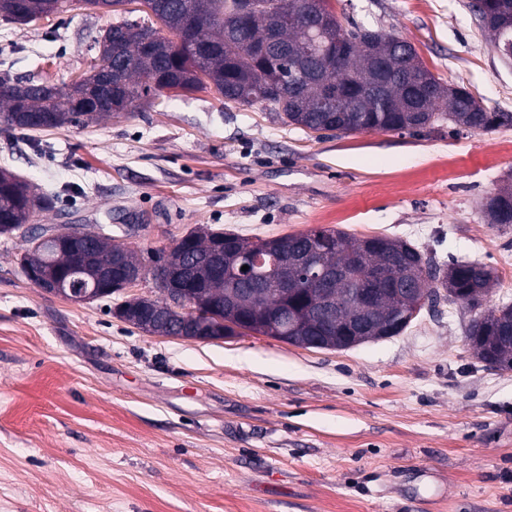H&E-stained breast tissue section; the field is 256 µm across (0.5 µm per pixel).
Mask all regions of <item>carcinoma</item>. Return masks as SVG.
<instances>
[{
    "mask_svg": "<svg viewBox=\"0 0 512 512\" xmlns=\"http://www.w3.org/2000/svg\"><path fill=\"white\" fill-rule=\"evenodd\" d=\"M47 0H0V17L31 23L49 16ZM92 8L105 7L115 14H126L129 0H81ZM236 0H141L142 13L162 21L173 32L182 31L188 41L207 44L212 54L196 57L188 52L175 55L169 42L152 22L124 17L115 21L102 36L104 51L94 66L121 70L122 94L131 106L150 102L151 83L165 80L174 90L213 91L239 104L264 103L284 125L309 131L333 129L337 133L357 131L417 132L449 122L455 130L491 131L512 126V112H489L474 108L470 93L448 96L444 83L419 58L405 39L383 31L369 41L354 44L352 79L347 89V112L322 111L320 75L333 83L345 84L346 77L327 69L321 52L306 60L288 55L276 56L275 64L286 74L299 67L309 73L298 87L283 93L269 85L271 71L249 49L248 44L272 41V46L291 47L300 43H318L316 30L292 26L283 21L286 0H259V8L244 25H225L224 15L232 14ZM470 11L482 18L485 13L499 15V21L483 25L493 37L494 46L504 59L512 58L505 47L512 44V0H470ZM50 83L12 80L9 72L0 75V113L7 123L22 129L46 130L66 124L86 125L109 112H75L65 95L52 94ZM28 185L7 170H0V226L13 230L24 224L26 211L41 210L47 197L26 194ZM486 210L490 223L512 226V188L489 198ZM328 236L332 249L318 257L322 267L336 274V286L329 300L334 318L329 325L310 316L314 295L301 278V269L288 265V279L295 287L283 294L276 285L239 283L230 286L212 274L206 256L205 239L193 241L184 260L196 281L218 313L229 307L235 311L232 323L259 332L254 309L260 304L280 309L286 320L299 319L307 325L288 343L299 346L307 336L323 333L330 348L341 350L347 341V329L356 322H370L378 333L421 299L430 305L442 300L461 302L478 313L470 320L467 340L474 356L489 366L512 371V303L482 308L493 280L492 271L479 262L451 260L444 265L415 245L400 239L376 235L357 238L338 228H320L280 238L279 246L291 255H300L308 247L311 234ZM229 244L228 256L240 259L255 249L256 242L235 233H223ZM90 252L101 266L113 262V249L107 240L93 239ZM36 263L58 270L74 271L73 258L51 241L33 253L23 248L20 264ZM378 289L374 302L363 304L351 296L352 281Z\"/></svg>",
    "mask_w": 512,
    "mask_h": 512,
    "instance_id": "cac0c4a2",
    "label": "carcinoma"
}]
</instances>
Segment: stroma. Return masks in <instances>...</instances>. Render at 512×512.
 I'll use <instances>...</instances> for the list:
<instances>
[{"mask_svg": "<svg viewBox=\"0 0 512 512\" xmlns=\"http://www.w3.org/2000/svg\"><path fill=\"white\" fill-rule=\"evenodd\" d=\"M467 2L327 5L512 112V63ZM113 20L80 0L34 24L0 20V71L69 84ZM510 139L512 127L320 135L198 91L85 126L0 124V169L55 194L31 227L128 235L136 292L152 299L162 251L196 226L250 239L337 227L485 264L494 307L512 303V227L484 206L512 181ZM22 247L0 235V512H512V371L474 357L464 304L347 350L155 337L109 312L123 294L76 304L35 288Z\"/></svg>", "mask_w": 512, "mask_h": 512, "instance_id": "35a3bbf8", "label": "stroma"}]
</instances>
